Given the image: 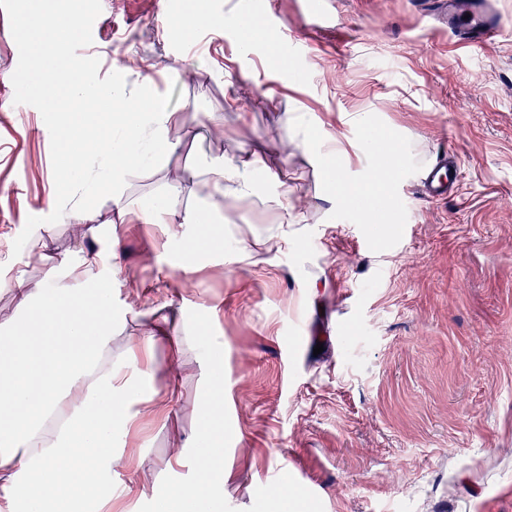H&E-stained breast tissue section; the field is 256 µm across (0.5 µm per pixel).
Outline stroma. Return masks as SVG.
Returning <instances> with one entry per match:
<instances>
[{"instance_id":"stroma-1","label":"stroma","mask_w":512,"mask_h":512,"mask_svg":"<svg viewBox=\"0 0 512 512\" xmlns=\"http://www.w3.org/2000/svg\"><path fill=\"white\" fill-rule=\"evenodd\" d=\"M34 2L81 14L92 46L72 54L99 83L177 114L171 148L128 171L122 192L197 217L152 224L137 211L115 228L89 174L62 190L53 127L65 101L20 97L47 37L21 31V0H0V334L22 316L14 278L72 287L58 263L86 251L89 277L112 291L113 364L158 369L129 403L133 427L112 439L123 460L112 512H159L166 488L194 480L186 444L215 365L223 512H512V39L470 49L431 30L420 0H324L330 30L311 24L307 0H257L255 20L273 21L278 41L244 54L237 0H203L210 18L184 45L164 23L191 0ZM188 63L197 76L180 80ZM244 92L276 106H243ZM365 129L378 154L361 147ZM309 139L342 145L351 184L376 176L395 223L376 230L341 200ZM445 151L461 190L432 203L413 175ZM256 152L280 184L226 212L223 248L202 247L208 164ZM386 152L401 165L383 164ZM185 166L190 181H167ZM74 197L96 212L95 236L78 230ZM39 237L43 260L3 250Z\"/></svg>"}]
</instances>
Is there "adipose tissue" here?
<instances>
[{
	"label": "adipose tissue",
	"instance_id": "1",
	"mask_svg": "<svg viewBox=\"0 0 512 512\" xmlns=\"http://www.w3.org/2000/svg\"><path fill=\"white\" fill-rule=\"evenodd\" d=\"M80 23L77 14L34 9L24 30L50 32L54 39L50 52L33 54L34 79L23 86L21 96L65 90L73 106L56 181L67 185L89 161H99L108 175L96 183L95 191L113 196L123 217L134 207L117 193L124 174L142 161L143 141H150L158 155L170 148L168 132L175 117L155 97L129 95L81 74L64 78L56 63L69 55ZM257 170L266 171L269 180L277 178L258 158L213 163L208 169L215 190L212 209L223 212L228 194L250 196L255 190L251 174ZM93 262L88 254L78 266L60 261V268L77 283L73 289L54 283L33 289L19 278L11 283L23 315L0 336V493L16 512H84V490L97 486V479L116 464L112 435L131 423L127 411L136 383L153 374L149 367H118L105 360L112 341V293L85 276V267ZM86 295L95 302L94 312L83 305ZM223 392V373L217 369L197 406L196 479L167 490L161 512H219L224 429L218 413Z\"/></svg>",
	"mask_w": 512,
	"mask_h": 512
}]
</instances>
